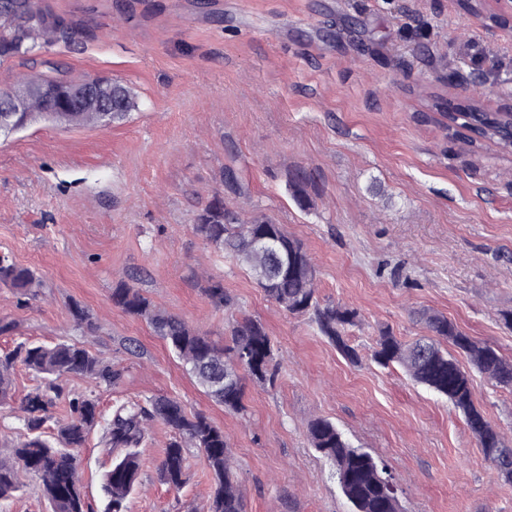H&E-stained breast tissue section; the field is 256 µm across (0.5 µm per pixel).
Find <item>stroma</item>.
<instances>
[{"instance_id":"35a3bbf8","label":"stroma","mask_w":512,"mask_h":512,"mask_svg":"<svg viewBox=\"0 0 512 512\" xmlns=\"http://www.w3.org/2000/svg\"><path fill=\"white\" fill-rule=\"evenodd\" d=\"M77 23L74 47L39 57L128 87L138 107L105 128L47 121L0 136V254L34 268L42 295L0 286V318L18 340L90 342L124 368L116 389L72 377L102 412L165 394L223 429L247 512H351L307 422L332 421L381 458L405 512H512V484L484 459L462 413L372 358L388 331L425 335L416 313L448 317L512 362V151L469 146L448 112L512 110V0H48ZM232 167L244 194L219 181ZM312 178L308 202L288 175ZM284 225L317 269V297L355 309L352 364L305 317L266 297L246 271L192 231L214 195ZM220 277L233 309H215L194 273ZM132 281L162 310L219 338L259 320L282 365L275 385L246 384V414L214 403L166 343L113 305ZM98 322L77 330L69 308ZM137 344L139 354L128 353ZM477 405L512 440V391L472 373ZM170 439L155 425L128 512H207L210 476L188 458L180 491L156 469ZM78 458L82 492L102 512L97 436Z\"/></svg>"}]
</instances>
